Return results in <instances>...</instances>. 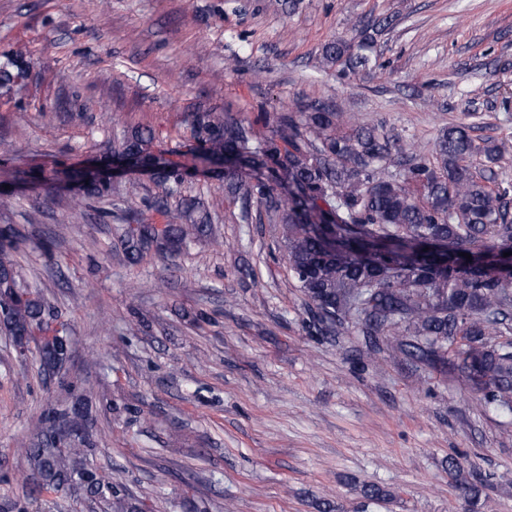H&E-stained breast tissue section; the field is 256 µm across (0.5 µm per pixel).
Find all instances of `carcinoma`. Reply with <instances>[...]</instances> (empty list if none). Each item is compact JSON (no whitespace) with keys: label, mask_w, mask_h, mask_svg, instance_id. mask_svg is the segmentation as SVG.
<instances>
[{"label":"carcinoma","mask_w":512,"mask_h":512,"mask_svg":"<svg viewBox=\"0 0 512 512\" xmlns=\"http://www.w3.org/2000/svg\"><path fill=\"white\" fill-rule=\"evenodd\" d=\"M388 25L386 17L356 19L360 41L325 44L320 62L343 74L373 69L367 30ZM24 74L20 52L4 55L1 88ZM342 124L335 105L313 102L254 121L195 112L190 130L195 160L206 170L224 166V192L240 202L241 220L255 209L281 226L288 268L319 332L335 336L351 322L365 336H389L393 351L448 372L479 394L484 408L512 415V281L503 277L512 268V190L498 182L504 149L476 143L465 123L440 129L428 156L383 120L347 131ZM153 140L149 130L112 140V157L131 161L164 188L144 200L161 221L125 232L132 260L154 244L176 249L210 224L196 200L172 207L184 171L154 152ZM476 156L483 158L479 169L471 164ZM57 179L80 181L88 199L112 192L110 180L90 170L61 171ZM14 237L13 228L0 229V329L18 346L34 342L40 366L55 370L69 357L67 330L52 326L51 306L21 275ZM79 415L76 407L45 414L35 426L41 446L18 444L35 476L27 495L77 489L86 512H141L121 473L105 475L89 464L91 448L60 446L59 422L74 429ZM458 489L477 505V483L462 477Z\"/></svg>","instance_id":"carcinoma-1"}]
</instances>
